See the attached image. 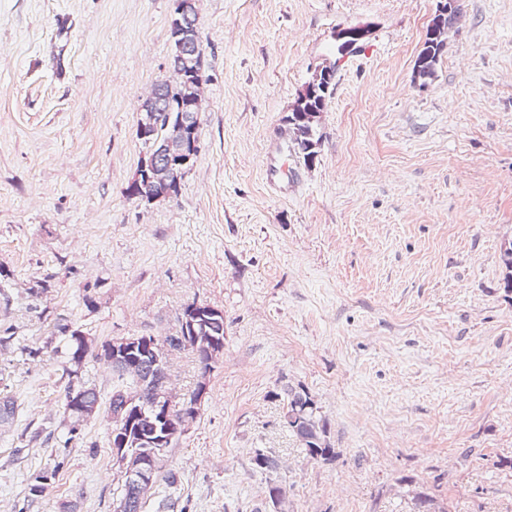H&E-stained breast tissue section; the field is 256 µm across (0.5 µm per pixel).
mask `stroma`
<instances>
[{
    "instance_id": "35a3bbf8",
    "label": "stroma",
    "mask_w": 512,
    "mask_h": 512,
    "mask_svg": "<svg viewBox=\"0 0 512 512\" xmlns=\"http://www.w3.org/2000/svg\"><path fill=\"white\" fill-rule=\"evenodd\" d=\"M440 0H196L199 152L177 197L130 184L138 109L171 79L174 0H0V512H114L106 412L69 447L18 449L63 417L58 319L103 342L224 313L210 372L143 512H512V0H455L435 75L413 67ZM367 24L336 54L339 29ZM336 66L317 153L266 183L316 66ZM46 289L33 293L35 282ZM35 356H28V349ZM327 424L312 458L284 386ZM276 461L258 471L256 452ZM57 468L38 500L27 479ZM284 487L268 501L270 483ZM266 180L269 185L279 190L281 193L288 192V166L285 162H281L276 156L272 155L270 161L266 165Z\"/></svg>"
}]
</instances>
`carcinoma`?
I'll list each match as a JSON object with an SVG mask.
<instances>
[{
    "label": "carcinoma",
    "instance_id": "carcinoma-1",
    "mask_svg": "<svg viewBox=\"0 0 512 512\" xmlns=\"http://www.w3.org/2000/svg\"><path fill=\"white\" fill-rule=\"evenodd\" d=\"M180 16L172 18L169 25L168 39L172 48L171 67L182 71L180 78L157 84L161 92L151 105V111L142 113L141 120L146 126L145 136L139 137L144 150V161H165V157L159 154L162 144L168 137L171 129L184 124L193 132L200 130L199 113L189 112L186 109V98L196 89V84L201 80L200 70L202 62L192 58L176 63L177 43L183 39L195 41V28L185 31L179 25ZM445 32H428L422 50L419 52L415 63V74L420 78L430 77L434 74L439 63L442 48L444 46ZM308 119L298 121L290 125L291 147L295 154L310 160L315 155V147L318 144L316 138L315 122L309 120L312 113H306ZM180 181L172 180L164 186L143 188L140 192V200L151 203L157 198H171L178 194ZM55 328L61 332L68 330L66 324H55ZM70 331V330H68ZM182 349L190 352L202 373H207L212 368L215 359L224 349V313L211 312L201 320L198 326L197 339L191 340L182 346ZM103 361L112 368V395L108 399L107 412L121 414L126 417L128 411L118 412L123 405V396L131 394L144 398L150 396L155 384L163 376L162 369L150 360H140L135 367L127 364H114L104 354V345L85 342L76 337V331H70L66 336L64 347V361H62L63 374L68 381L63 389L64 401V428L67 430V438L64 444L80 437L82 422L86 414L82 409H90L101 406V395L96 387L87 385L79 376V368L86 360ZM287 397L288 431L304 448L307 454L313 458H327L331 454V448L326 441V423L317 416L316 408L309 394L303 389L292 386L284 389ZM160 471H155L151 486L137 493L132 500L131 512H141L145 497L156 486L161 477ZM164 477L166 483L172 485L176 481L175 473L169 471Z\"/></svg>",
    "mask_w": 512,
    "mask_h": 512
}]
</instances>
